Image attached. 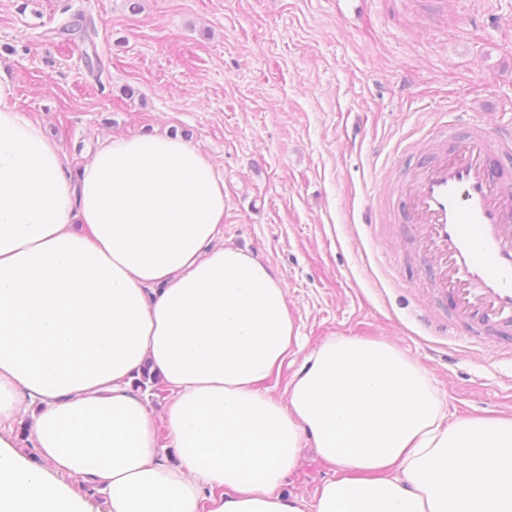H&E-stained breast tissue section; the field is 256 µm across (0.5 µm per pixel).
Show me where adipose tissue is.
Listing matches in <instances>:
<instances>
[{
    "mask_svg": "<svg viewBox=\"0 0 512 512\" xmlns=\"http://www.w3.org/2000/svg\"><path fill=\"white\" fill-rule=\"evenodd\" d=\"M0 81V512H512V417L449 419L384 340L294 354L287 288L218 244L224 180L183 138L113 136L78 176ZM171 393L154 418L134 383ZM29 429L37 462L13 453ZM335 468L284 491L305 441Z\"/></svg>",
    "mask_w": 512,
    "mask_h": 512,
    "instance_id": "adipose-tissue-1",
    "label": "adipose tissue"
}]
</instances>
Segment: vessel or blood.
I'll list each match as a JSON object with an SVG mask.
<instances>
[{"instance_id": "1", "label": "vessel or blood", "mask_w": 512, "mask_h": 512, "mask_svg": "<svg viewBox=\"0 0 512 512\" xmlns=\"http://www.w3.org/2000/svg\"><path fill=\"white\" fill-rule=\"evenodd\" d=\"M439 134L454 148L429 158L401 191L403 211L418 226L435 288L455 300L452 323L512 326V201L489 159L493 142L512 155V130L452 124Z\"/></svg>"}]
</instances>
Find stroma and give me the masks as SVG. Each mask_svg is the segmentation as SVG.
I'll return each mask as SVG.
<instances>
[{"mask_svg": "<svg viewBox=\"0 0 512 512\" xmlns=\"http://www.w3.org/2000/svg\"><path fill=\"white\" fill-rule=\"evenodd\" d=\"M83 16L93 43L60 40ZM512 0H0V79L78 172L114 135L170 130L224 178L220 242L284 281L301 347L267 384L282 398L334 336L385 339L429 372L449 418L512 416V334L437 336L447 319L414 225L366 224L427 160L425 139L467 113L512 127ZM95 49L101 76L85 53ZM306 448L287 491L333 477Z\"/></svg>", "mask_w": 512, "mask_h": 512, "instance_id": "obj_1", "label": "stroma"}]
</instances>
